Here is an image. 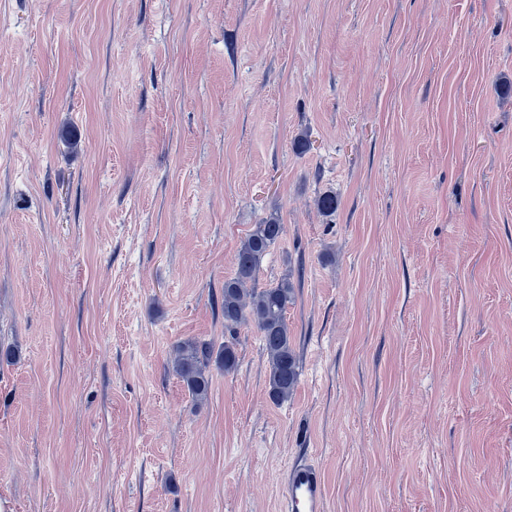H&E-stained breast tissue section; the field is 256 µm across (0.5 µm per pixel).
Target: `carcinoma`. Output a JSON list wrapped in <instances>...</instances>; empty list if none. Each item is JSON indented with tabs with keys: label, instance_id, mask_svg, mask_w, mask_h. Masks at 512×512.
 I'll return each mask as SVG.
<instances>
[{
	"label": "carcinoma",
	"instance_id": "obj_1",
	"mask_svg": "<svg viewBox=\"0 0 512 512\" xmlns=\"http://www.w3.org/2000/svg\"><path fill=\"white\" fill-rule=\"evenodd\" d=\"M284 232L285 226L273 216L255 226L237 252L235 272L224 281L221 301L224 329L229 336L237 335L243 325H252L260 333L268 357V396L276 405L288 400L298 380V365L286 320L294 288L288 279L269 288H258L255 282L263 259ZM237 363L233 341L216 348L210 342L187 340L176 349L174 371L192 397L203 401L210 389V366L214 364L230 372Z\"/></svg>",
	"mask_w": 512,
	"mask_h": 512
}]
</instances>
